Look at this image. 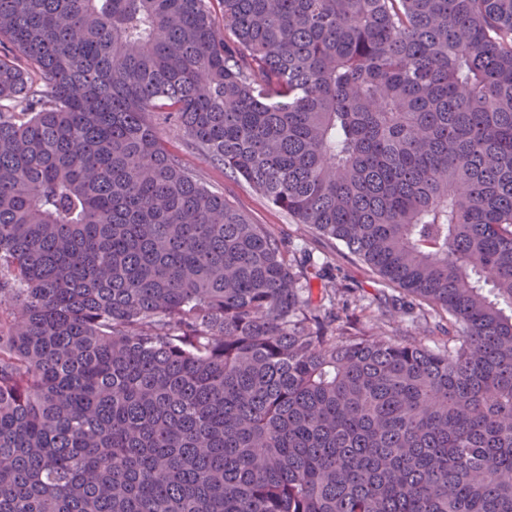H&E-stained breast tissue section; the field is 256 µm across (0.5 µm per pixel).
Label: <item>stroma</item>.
<instances>
[{"label":"stroma","instance_id":"obj_1","mask_svg":"<svg viewBox=\"0 0 512 512\" xmlns=\"http://www.w3.org/2000/svg\"><path fill=\"white\" fill-rule=\"evenodd\" d=\"M182 165L212 191L223 194L253 223L265 225L280 242L289 263L299 265L301 285L320 291L323 284L335 286V304L340 307L346 332H384L397 338L415 336L437 350L448 343L440 328L448 315L408 296L388 284L370 266L336 242L308 226L295 223L286 212L271 205L245 181L225 171L186 137L165 136Z\"/></svg>","mask_w":512,"mask_h":512}]
</instances>
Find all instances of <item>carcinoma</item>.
Here are the masks:
<instances>
[{
  "label": "carcinoma",
  "mask_w": 512,
  "mask_h": 512,
  "mask_svg": "<svg viewBox=\"0 0 512 512\" xmlns=\"http://www.w3.org/2000/svg\"><path fill=\"white\" fill-rule=\"evenodd\" d=\"M0 0V512H512V0ZM159 113L448 313L336 334Z\"/></svg>",
  "instance_id": "obj_1"
}]
</instances>
